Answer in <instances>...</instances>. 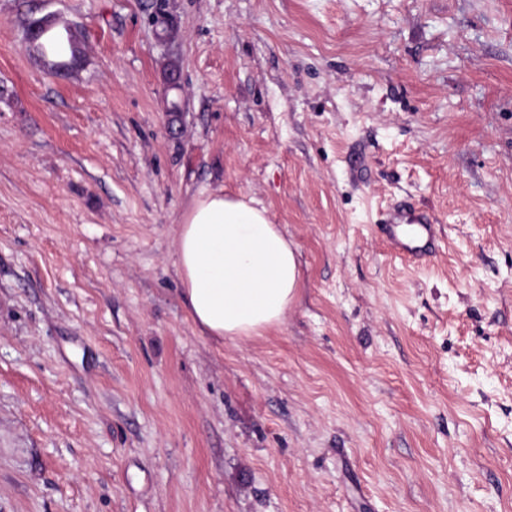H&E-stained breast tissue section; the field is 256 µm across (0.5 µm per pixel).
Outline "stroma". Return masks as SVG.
I'll return each instance as SVG.
<instances>
[{
    "mask_svg": "<svg viewBox=\"0 0 512 512\" xmlns=\"http://www.w3.org/2000/svg\"><path fill=\"white\" fill-rule=\"evenodd\" d=\"M155 2L0 0V512H512V0ZM218 190L302 272L222 342L173 248ZM54 20V14H46L33 18L26 30V42L30 51L36 55L34 45L40 33L47 29ZM80 41L78 35L72 30L68 22L58 21L55 25L42 33L36 45L37 52L50 63L63 66L73 61V48ZM37 56V55H36ZM382 225L394 255L422 260L432 253L433 224L412 210L394 207Z\"/></svg>",
    "mask_w": 512,
    "mask_h": 512,
    "instance_id": "obj_1",
    "label": "stroma"
}]
</instances>
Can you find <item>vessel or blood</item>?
I'll use <instances>...</instances> for the list:
<instances>
[{"label": "vessel or blood", "mask_w": 512, "mask_h": 512, "mask_svg": "<svg viewBox=\"0 0 512 512\" xmlns=\"http://www.w3.org/2000/svg\"><path fill=\"white\" fill-rule=\"evenodd\" d=\"M383 232L396 256L421 260L433 250L432 224L403 207L392 208L385 219Z\"/></svg>", "instance_id": "obj_1"}]
</instances>
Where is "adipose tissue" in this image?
<instances>
[{
	"instance_id": "1",
	"label": "adipose tissue",
	"mask_w": 512,
	"mask_h": 512,
	"mask_svg": "<svg viewBox=\"0 0 512 512\" xmlns=\"http://www.w3.org/2000/svg\"><path fill=\"white\" fill-rule=\"evenodd\" d=\"M174 246L184 302L204 333L258 336L285 322L300 263L266 208L220 191L200 193Z\"/></svg>"
}]
</instances>
